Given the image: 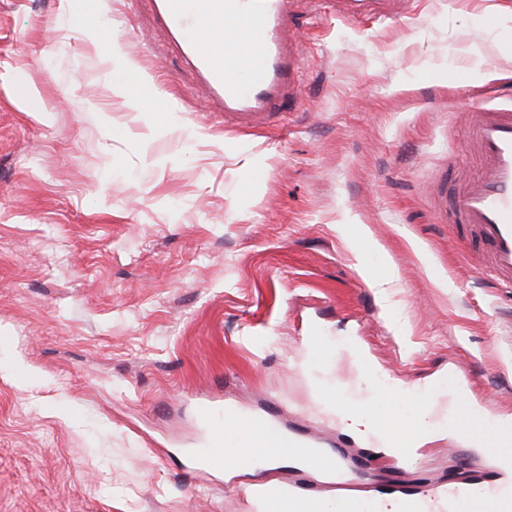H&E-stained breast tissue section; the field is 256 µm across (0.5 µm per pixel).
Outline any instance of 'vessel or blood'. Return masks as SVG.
I'll return each instance as SVG.
<instances>
[{"label": "vessel or blood", "mask_w": 512, "mask_h": 512, "mask_svg": "<svg viewBox=\"0 0 512 512\" xmlns=\"http://www.w3.org/2000/svg\"><path fill=\"white\" fill-rule=\"evenodd\" d=\"M318 0H155V9L181 50L224 112L228 129L263 127L300 102L303 43L297 32L311 19ZM337 18L369 16L385 21L410 13L412 0H327ZM132 99L143 112L154 111L155 86L138 82ZM477 150L480 170L462 172L449 209L440 223L468 225L477 245L480 270L497 282L512 284V108H484L474 113L466 131ZM318 405L336 416L362 414L393 448L396 467L411 464V435L402 416L375 399L349 400L335 384L315 387ZM197 418L204 428L202 447L192 449L190 465L200 475L223 473L225 467L247 469L279 453L299 469L335 480L344 493L339 512H462L464 504L490 498L500 512H512V456L495 448L471 450L473 462L499 469L500 484L459 482L416 492L389 489L363 502L355 492L368 475L353 471L340 452L319 440L283 431L259 414L221 409L203 403ZM254 512H325L322 499L303 485L257 483L251 489Z\"/></svg>", "instance_id": "vessel-or-blood-1"}]
</instances>
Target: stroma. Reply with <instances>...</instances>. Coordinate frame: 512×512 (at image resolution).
Here are the masks:
<instances>
[{
  "label": "stroma",
  "instance_id": "35a3bbf8",
  "mask_svg": "<svg viewBox=\"0 0 512 512\" xmlns=\"http://www.w3.org/2000/svg\"><path fill=\"white\" fill-rule=\"evenodd\" d=\"M304 50L297 110L228 130L151 0H0V512H253L258 477L335 505L334 483L285 461L187 473L202 397L371 465L365 496L495 480L448 415L465 398L512 420V286L476 269L434 196L468 151L461 112L512 103V0H417L373 24L323 12ZM478 57L484 80L449 81ZM139 77L155 111L132 106ZM452 363L466 394L439 381ZM328 379L402 389L405 415L432 400L418 466L318 409Z\"/></svg>",
  "mask_w": 512,
  "mask_h": 512
}]
</instances>
